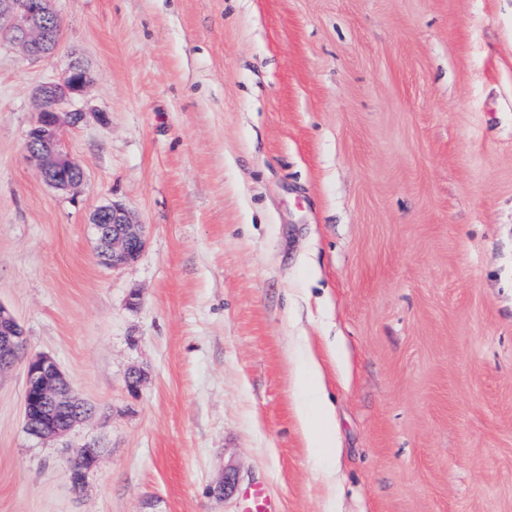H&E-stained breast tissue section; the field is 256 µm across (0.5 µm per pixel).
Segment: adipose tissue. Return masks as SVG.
<instances>
[{
    "mask_svg": "<svg viewBox=\"0 0 512 512\" xmlns=\"http://www.w3.org/2000/svg\"><path fill=\"white\" fill-rule=\"evenodd\" d=\"M296 386L313 401L312 406L298 410L297 419L302 433L312 447L326 449L333 457L339 455L335 408L324 391L322 365L311 346H304L300 352Z\"/></svg>",
    "mask_w": 512,
    "mask_h": 512,
    "instance_id": "1",
    "label": "adipose tissue"
}]
</instances>
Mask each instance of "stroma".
<instances>
[{"label":"stroma","instance_id":"35a3bbf8","mask_svg":"<svg viewBox=\"0 0 512 512\" xmlns=\"http://www.w3.org/2000/svg\"><path fill=\"white\" fill-rule=\"evenodd\" d=\"M48 61L0 46V512H325L293 350L323 359L340 512H512V0H55ZM94 71L25 160L35 89ZM146 228L95 256L109 202ZM94 416L28 434V357ZM143 375L129 391L130 371ZM99 456L81 486L70 464ZM94 78L83 62L72 60L56 82L38 88L37 119L28 132L26 160L52 186L70 190L84 181V171L63 148L60 114L62 106L82 96ZM96 236V250L101 263L121 268L134 263L145 247L141 224H136L129 212L114 202L99 207L91 222ZM112 224V232L108 226ZM25 343L24 332L14 316L0 305V369L12 365ZM98 454V448L94 446L87 445L79 449L70 468V478L74 485L80 486L83 484L87 473L96 463ZM246 507L244 512H280L276 501L261 485H256L245 492Z\"/></svg>","mask_w":512,"mask_h":512}]
</instances>
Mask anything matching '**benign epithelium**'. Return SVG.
Listing matches in <instances>:
<instances>
[{"label": "benign epithelium", "mask_w": 512, "mask_h": 512, "mask_svg": "<svg viewBox=\"0 0 512 512\" xmlns=\"http://www.w3.org/2000/svg\"><path fill=\"white\" fill-rule=\"evenodd\" d=\"M54 0H0V40L21 47L34 59H47L57 47L62 22ZM94 78L83 62L72 60L56 82L38 88L37 119L28 132L26 160L52 186L70 190L84 181V171L63 148L62 106L82 96ZM96 250L101 263L121 268L134 263L145 247L142 225L114 202L99 207L91 217ZM25 343L24 332L14 316L0 305V369L12 365ZM23 413L28 432L41 439L63 436L86 422L93 408L78 399L58 363L36 355L26 363ZM98 449H79L70 468L74 485L83 484L93 468Z\"/></svg>", "instance_id": "1"}]
</instances>
